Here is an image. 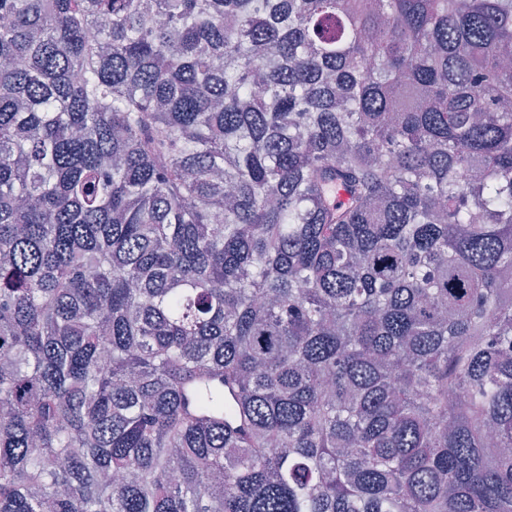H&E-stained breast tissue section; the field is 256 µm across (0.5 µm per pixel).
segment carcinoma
Returning a JSON list of instances; mask_svg holds the SVG:
<instances>
[{
	"instance_id": "obj_1",
	"label": "carcinoma",
	"mask_w": 512,
	"mask_h": 512,
	"mask_svg": "<svg viewBox=\"0 0 512 512\" xmlns=\"http://www.w3.org/2000/svg\"><path fill=\"white\" fill-rule=\"evenodd\" d=\"M510 59L512 0H0V512H512Z\"/></svg>"
}]
</instances>
